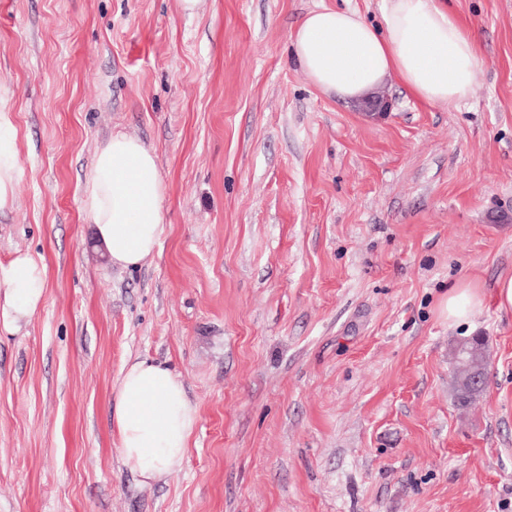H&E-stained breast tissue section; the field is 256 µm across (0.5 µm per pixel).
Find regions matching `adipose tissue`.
<instances>
[{"label":"adipose tissue","instance_id":"obj_1","mask_svg":"<svg viewBox=\"0 0 512 512\" xmlns=\"http://www.w3.org/2000/svg\"><path fill=\"white\" fill-rule=\"evenodd\" d=\"M290 56L312 85L343 101H361L387 78L417 100L451 107L467 99L481 65L478 45L448 0H381L380 20L354 9L320 6L289 36ZM10 113L0 110V213L13 209L19 184L8 141ZM167 187L154 154L140 140L113 135L97 151L86 184L94 237L109 263L139 266L165 231ZM45 270L20 253L0 264V324L16 327L43 305ZM198 422L179 376L163 362L138 359L122 371L112 405L118 454L143 480L178 472Z\"/></svg>","mask_w":512,"mask_h":512}]
</instances>
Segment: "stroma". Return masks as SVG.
Returning <instances> with one entry per match:
<instances>
[{
	"label": "stroma",
	"mask_w": 512,
	"mask_h": 512,
	"mask_svg": "<svg viewBox=\"0 0 512 512\" xmlns=\"http://www.w3.org/2000/svg\"><path fill=\"white\" fill-rule=\"evenodd\" d=\"M482 53L437 108L396 80L386 117L321 93L289 35L379 0H0V106L17 200L0 263L46 270L0 328V512H512V314L438 304L512 275V0H451ZM140 139L165 233L111 265L85 209L94 155ZM482 337L487 385L452 398ZM167 363L198 409L180 471L149 484L112 434L124 366ZM485 294L482 288L466 284L448 291L447 298L442 302L441 314L449 324L464 322L475 309L482 308Z\"/></svg>",
	"instance_id": "35a3bbf8"
}]
</instances>
